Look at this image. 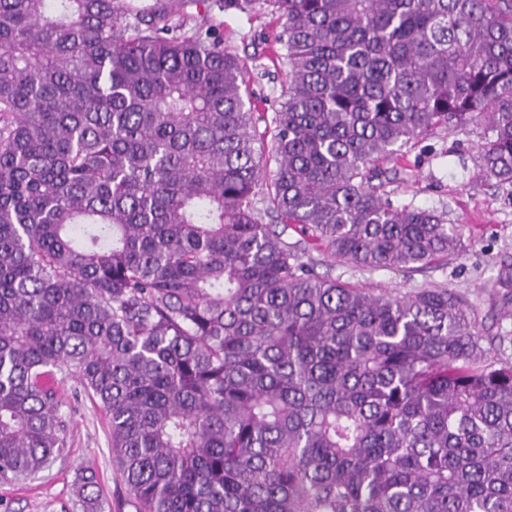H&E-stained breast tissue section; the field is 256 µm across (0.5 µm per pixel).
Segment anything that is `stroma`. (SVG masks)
<instances>
[{
  "instance_id": "stroma-1",
  "label": "stroma",
  "mask_w": 512,
  "mask_h": 512,
  "mask_svg": "<svg viewBox=\"0 0 512 512\" xmlns=\"http://www.w3.org/2000/svg\"><path fill=\"white\" fill-rule=\"evenodd\" d=\"M221 18L225 51L244 62L256 94L277 104L283 88L267 75L271 63L262 53L265 37L278 31L274 18L240 11L224 12ZM488 138L482 124L429 131L402 149L411 177L386 186L394 204L443 213L448 224L457 226L463 252L402 271L362 272L339 263L332 267L331 277L387 291L447 288L474 307L484 329L512 331V315H505L503 307L506 297L512 296V285L499 281L502 271L512 268V184L481 175L479 154ZM55 385L66 422L64 446L35 476L0 478V512H82L75 486L87 468L97 474L103 512H136L112 463L108 417L99 401L85 393L76 378H60Z\"/></svg>"
}]
</instances>
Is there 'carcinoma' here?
Instances as JSON below:
<instances>
[{
  "instance_id": "obj_1",
  "label": "carcinoma",
  "mask_w": 512,
  "mask_h": 512,
  "mask_svg": "<svg viewBox=\"0 0 512 512\" xmlns=\"http://www.w3.org/2000/svg\"><path fill=\"white\" fill-rule=\"evenodd\" d=\"M268 8L271 113L217 16ZM482 122L512 183V0H0V476L63 447L61 374L137 512H512V336L317 272L461 252L378 162Z\"/></svg>"
}]
</instances>
